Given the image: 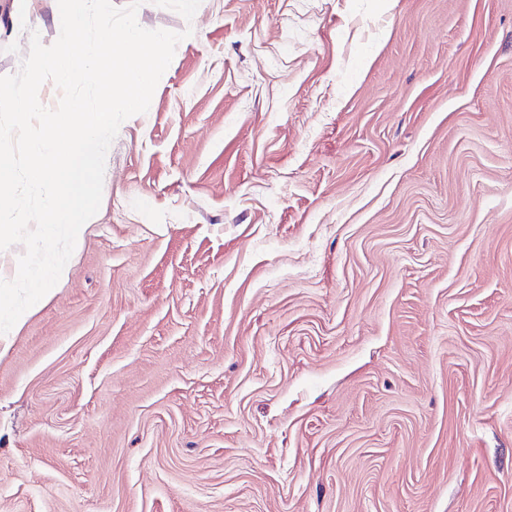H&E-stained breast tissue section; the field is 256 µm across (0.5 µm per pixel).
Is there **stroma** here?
<instances>
[{"instance_id": "1", "label": "stroma", "mask_w": 512, "mask_h": 512, "mask_svg": "<svg viewBox=\"0 0 512 512\" xmlns=\"http://www.w3.org/2000/svg\"><path fill=\"white\" fill-rule=\"evenodd\" d=\"M137 21L189 36L0 354V512H512V0Z\"/></svg>"}]
</instances>
